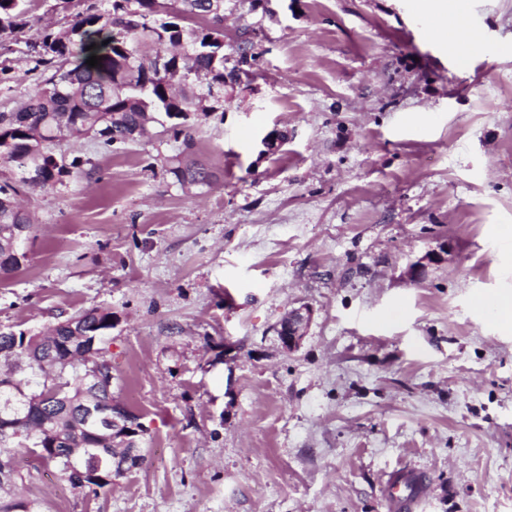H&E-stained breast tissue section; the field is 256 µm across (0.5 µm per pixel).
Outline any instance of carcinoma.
<instances>
[{
  "label": "carcinoma",
  "instance_id": "cac0c4a2",
  "mask_svg": "<svg viewBox=\"0 0 512 512\" xmlns=\"http://www.w3.org/2000/svg\"><path fill=\"white\" fill-rule=\"evenodd\" d=\"M82 9L33 45L37 64L51 75L20 109L0 112V282L12 278L27 255L9 246L6 224H34L19 201L24 187L50 190L82 173L83 161L65 163L56 148L92 138L103 147L135 141L147 125L182 140L168 172L183 188H209L214 174L197 158L195 129L224 98L226 78L248 63L224 66V0H64ZM22 0H0V32L26 26ZM95 48L88 49V46ZM100 64L90 67L91 55ZM112 309L92 307L57 320L45 331L0 328V468L5 483L20 476L16 456L25 449L53 465L74 489L112 490L115 481L145 461L139 416L128 417L126 445L100 446L97 411L119 407L112 398V363L104 347ZM72 448L94 456L71 461ZM0 512H39V504L0 497Z\"/></svg>",
  "mask_w": 512,
  "mask_h": 512
}]
</instances>
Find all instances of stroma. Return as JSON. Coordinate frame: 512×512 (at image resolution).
<instances>
[{
    "label": "stroma",
    "instance_id": "stroma-1",
    "mask_svg": "<svg viewBox=\"0 0 512 512\" xmlns=\"http://www.w3.org/2000/svg\"><path fill=\"white\" fill-rule=\"evenodd\" d=\"M51 4L0 43V111L43 86L26 44ZM463 4L474 48L413 0H224V55L252 58L197 124L212 189L174 182L166 134L62 147L92 173L31 194L0 328L111 308L146 460L97 495L24 454L18 492L42 512H390L404 469L414 512H512V328L479 306L512 293V0ZM311 319L312 312L308 307L295 308L288 312V319L280 327L279 339L283 348L293 351L300 346ZM415 474L401 471L393 474L387 481L386 492L390 508L395 511L411 510L420 497L422 486L417 484L415 493L407 487L406 480Z\"/></svg>",
    "mask_w": 512,
    "mask_h": 512
}]
</instances>
